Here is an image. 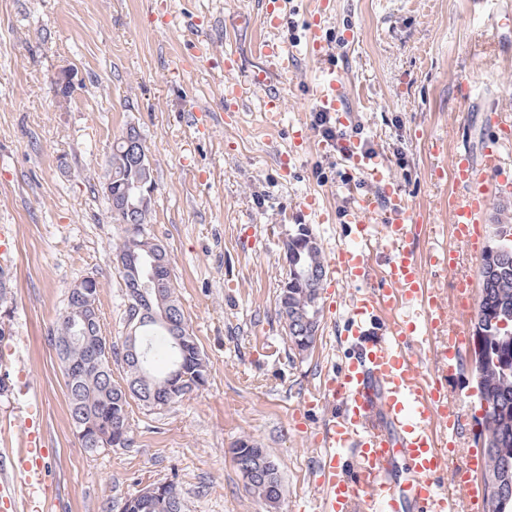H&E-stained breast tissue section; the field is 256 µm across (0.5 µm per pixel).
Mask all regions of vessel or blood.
I'll return each instance as SVG.
<instances>
[{"label": "vessel or blood", "mask_w": 512, "mask_h": 512, "mask_svg": "<svg viewBox=\"0 0 512 512\" xmlns=\"http://www.w3.org/2000/svg\"><path fill=\"white\" fill-rule=\"evenodd\" d=\"M263 90L264 108L272 118L284 109L280 92L269 89L265 75L253 77ZM343 76L324 71L312 90L315 111L341 118ZM512 151V136L494 135L479 155L456 150L450 167L460 195L448 198L452 235L463 244L475 243L492 200L493 182L503 181V160ZM344 155L360 171L382 185L383 221H375L370 206L353 208L348 221L352 242L338 248L331 269L339 280L355 286L349 301L354 351L347 366L326 377L315 398L334 406L327 424L316 435L323 452L313 469L320 495L315 512H459L460 501L480 502L484 490L478 475L480 449L460 451L458 439L470 426L469 416L448 400L444 379L452 378L468 347L467 314L472 291L458 281L453 298L458 315L446 317L436 293L429 288L423 264L408 249L417 218L399 189L388 182L386 164L360 142L344 144ZM382 237L386 262L379 284L369 287L365 248ZM420 306L428 311V327L446 336L448 344L435 353L434 369H426L420 348L402 316ZM18 460L0 466V499L15 512H25L28 500L44 487L47 477L41 439L28 433Z\"/></svg>", "instance_id": "b4317fda"}]
</instances>
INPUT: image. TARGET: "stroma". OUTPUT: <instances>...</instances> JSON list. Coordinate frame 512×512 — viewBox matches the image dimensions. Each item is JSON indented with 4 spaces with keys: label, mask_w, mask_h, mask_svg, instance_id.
<instances>
[{
    "label": "stroma",
    "mask_w": 512,
    "mask_h": 512,
    "mask_svg": "<svg viewBox=\"0 0 512 512\" xmlns=\"http://www.w3.org/2000/svg\"><path fill=\"white\" fill-rule=\"evenodd\" d=\"M335 4L317 58L305 34L318 0H288L273 24L263 0H0V273L11 285L0 305V452L20 448L16 421L42 434L48 512H118L160 482L177 485L183 512H262L232 461L242 439L277 462L280 512H312L316 433L329 409L304 399L350 360V290L324 279L315 342L297 354L278 311L283 242L307 225L331 260L349 239L351 207L380 197L314 127L321 71L343 75L342 130L385 158L421 224L435 226L412 241L430 284L446 295L466 275L479 288L480 255L451 234L456 185L436 165L512 124V32L494 22L512 0ZM262 39L292 49L288 66L258 55ZM227 51L240 64L230 75L217 62ZM66 69L76 85L62 101L54 81ZM260 70L286 95L277 124L257 91L224 120L225 82L249 83ZM197 109L211 120L189 124ZM301 125L308 139L297 152ZM130 127L156 182L144 233L167 251L209 376L160 409L131 401L130 444L91 451L74 434L50 339L69 288L85 278L99 284L103 335L118 345L126 337L114 260L125 227L113 222L103 185L112 146ZM311 199L329 222L319 223ZM445 247L457 252L451 272L429 261Z\"/></svg>",
    "instance_id": "35a3bbf8"
}]
</instances>
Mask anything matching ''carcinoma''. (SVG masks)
Segmentation results:
<instances>
[{
  "label": "carcinoma",
  "mask_w": 512,
  "mask_h": 512,
  "mask_svg": "<svg viewBox=\"0 0 512 512\" xmlns=\"http://www.w3.org/2000/svg\"><path fill=\"white\" fill-rule=\"evenodd\" d=\"M143 160L131 161L124 146L112 149L109 160L112 175L110 202L121 208L132 205L136 224L126 228L127 236L117 247L118 255L135 263L140 275H151L148 297L153 307H166L171 328L156 325L141 328L140 339L160 341L170 352L171 367L163 374L152 370L156 350L136 364L131 355L111 346L115 361L123 364L125 384L112 378V369H84L65 381L72 422L87 426L95 443L82 447L106 448L126 446L130 442V400L147 407H161L176 402L207 382L208 360L196 337L189 331L183 309L176 294L168 267L167 253L161 244L143 234L154 188L153 169L146 149ZM512 235V223L496 224L492 244L482 258L481 293L477 314L472 324L476 342L473 353L477 388L487 409L480 419L484 468L494 467L501 487L512 493V248L499 247L500 237ZM288 287L279 294V315L286 326L294 325L298 333L288 334L292 349L298 354L310 350L319 328V295L325 267L316 238L305 226L288 235ZM99 284L92 281L84 299L74 305L65 304L54 335L53 347L69 336L72 324L86 325L92 336L101 331L98 308ZM246 492L265 512H278L283 488L280 478L267 480L257 475L240 473ZM173 496L150 498L133 495L125 500V512H182V501L175 483H170Z\"/></svg>",
  "instance_id": "carcinoma-1"
}]
</instances>
